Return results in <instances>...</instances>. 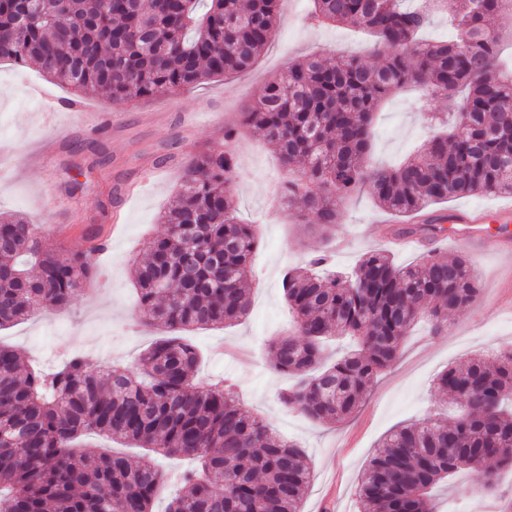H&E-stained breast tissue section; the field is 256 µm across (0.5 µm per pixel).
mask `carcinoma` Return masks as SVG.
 <instances>
[{"mask_svg":"<svg viewBox=\"0 0 512 512\" xmlns=\"http://www.w3.org/2000/svg\"><path fill=\"white\" fill-rule=\"evenodd\" d=\"M281 0H0V60L34 64L78 95L149 98L250 67L275 35ZM317 27L360 26L376 41L375 66L345 56L293 63L265 83L240 113L273 145L289 178L286 201L314 215L323 241L342 200L366 187L381 208L425 217L394 228L431 240L444 231L436 203L463 195H512V74L497 68L499 34L488 27L512 0H311ZM436 11L457 30L422 41ZM432 96L464 93L457 112L436 118L448 133L395 167L372 163L379 105L408 84ZM235 135L190 156L161 220L134 268L139 321L157 330L132 370L93 369L79 352L51 369L23 366L0 345V512H154L165 473L120 453L74 447L87 432L119 438L200 467L180 475L165 512H302L313 478L305 451L242 408L224 381H195L197 329L247 318L255 224L231 201ZM321 247L283 277L292 332L275 339V368L298 382L281 402L316 422L354 413L397 359L412 325L433 333L478 296L479 279L461 255L430 250L400 268L371 251L349 271L331 270ZM87 255L47 248L35 225L0 213V330L39 310L69 306L93 280ZM437 384L464 411L450 425L428 417L381 441L357 483L359 512H431V490L462 469L483 472L475 493L512 468V345L497 365L450 367Z\"/></svg>","mask_w":512,"mask_h":512,"instance_id":"1","label":"carcinoma"}]
</instances>
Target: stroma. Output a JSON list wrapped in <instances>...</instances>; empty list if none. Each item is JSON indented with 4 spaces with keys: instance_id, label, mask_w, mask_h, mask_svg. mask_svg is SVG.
I'll return each instance as SVG.
<instances>
[{
    "instance_id": "stroma-1",
    "label": "stroma",
    "mask_w": 512,
    "mask_h": 512,
    "mask_svg": "<svg viewBox=\"0 0 512 512\" xmlns=\"http://www.w3.org/2000/svg\"><path fill=\"white\" fill-rule=\"evenodd\" d=\"M310 0H283L271 46L247 71L216 77L179 92L136 103L107 96L72 94L55 85L35 65L0 61V141L12 151L0 160V212L23 215L43 240L63 251H90L103 272L86 293L59 311H46L0 330V343L24 360L51 367L75 349L92 368L112 362L135 366L156 336L132 330L138 316L132 268L146 242L165 233L160 216L177 189L181 161L221 145L224 129L238 123L275 73L308 55L331 60L352 54L370 60L371 35L341 25L315 28L307 21ZM455 99L435 98L406 88L381 105L372 131L373 159L393 166L431 135V113L455 111ZM100 131H90L93 123ZM241 174L233 189L240 218L259 227L260 245L251 256L252 310L241 323L193 331L205 354L198 377L236 384L242 406L262 417L277 434L296 442L311 461L314 477L303 512H357L359 474L379 441L398 426L427 417L450 421L458 413L436 378L448 367L486 356L512 343V311L500 292L480 291L467 307L432 334L419 321L406 336L395 364L381 374L358 409L345 421L324 424L277 398L288 375L271 367L268 346L291 325L282 290L287 268L304 265L317 244L279 199L285 174L262 134L244 128L236 140ZM157 165L147 186L145 166ZM122 214L123 231L112 233V217ZM401 216L382 210L363 190L339 208L335 254L338 269L351 268L371 250L386 249V234ZM98 228L108 250L91 252L89 228ZM482 475L468 470L438 487L439 512H512V471L494 491L474 495Z\"/></svg>"
}]
</instances>
